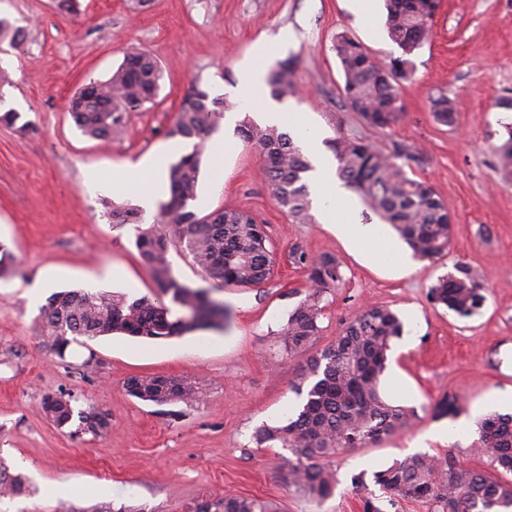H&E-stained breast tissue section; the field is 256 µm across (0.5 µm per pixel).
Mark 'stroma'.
Instances as JSON below:
<instances>
[{"label":"stroma","mask_w":512,"mask_h":512,"mask_svg":"<svg viewBox=\"0 0 512 512\" xmlns=\"http://www.w3.org/2000/svg\"><path fill=\"white\" fill-rule=\"evenodd\" d=\"M77 3L69 13L57 0H0V17L25 34L16 49L0 41V72L10 79L0 86V109L20 114L17 125L0 123V244L14 256L0 278V459L37 488L1 499L0 512H54L60 501L83 510L103 498L137 512H192L198 500L228 492L273 502L281 512H362L363 495L379 488L356 492L354 473L418 452L480 467L469 449L474 431L456 429L488 398H512V179L502 177L496 153L512 125V0H441L414 74L400 85L403 114L388 128L366 125L350 107L332 49L345 33L378 60L398 55L384 30V0H371L369 20L351 0ZM284 29L291 35L286 53L297 59L292 112L305 114L327 141L358 138L387 153L408 147L406 172L431 184L453 217L449 252L399 270L387 253L393 229L361 251L335 225L294 219L273 199L258 152L238 137L223 160L204 153L195 209L203 216L232 206L265 224L276 258L271 277L218 290L186 252L171 248L175 275L214 288L223 300L224 328L166 341L113 334L58 358L39 317L52 293L91 287L132 298L159 294L139 258L135 225L102 216V199L135 198L131 190L113 191V170L188 151L189 143L168 135L185 93L198 84L235 99L256 44ZM134 49L160 64L156 102L128 113L124 134L100 143L76 127L68 103L86 83L106 80ZM441 95L455 102L454 126L433 117L432 101ZM89 166L101 169L102 185L85 184ZM370 252L375 261L367 260ZM302 254H331L342 264L315 349L329 345L359 310L390 307L404 334L393 344L383 394L419 415L377 445L333 457L339 482L321 502L279 480L282 449L251 441L257 427L285 420L300 403L292 385L306 356L286 353L277 332L308 289ZM457 263L485 277L484 305L466 319L428 298L437 277ZM147 375L199 381L206 396L193 406L130 396L127 380ZM61 394L79 409L106 414L107 434L74 438L57 429L41 403ZM447 395L462 404L458 418L434 414Z\"/></svg>","instance_id":"stroma-1"}]
</instances>
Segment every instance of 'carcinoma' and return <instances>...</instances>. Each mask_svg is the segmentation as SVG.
Here are the masks:
<instances>
[{
  "label": "carcinoma",
  "instance_id": "1",
  "mask_svg": "<svg viewBox=\"0 0 512 512\" xmlns=\"http://www.w3.org/2000/svg\"><path fill=\"white\" fill-rule=\"evenodd\" d=\"M440 0H386L385 28L401 55L381 64L363 45L347 35L336 38L334 50L350 107L375 128L395 123L403 106L399 83L413 75L416 52L428 42ZM0 39L13 46L24 42L22 29L0 18ZM296 60L288 57L267 75L271 94L284 100L295 94ZM162 78L157 59L147 51L127 54L105 81L93 82L96 101L112 105L110 112H71L82 132L109 141L125 127L124 112L155 102ZM237 104L195 85L183 98L168 136L192 142L167 170L169 199L153 223L141 227V212L126 204L104 201L103 217L112 224L137 225L136 248L161 297L134 300L125 295L78 288L53 294L40 311L45 341L59 359L78 338L89 340L120 333L158 340L220 328L228 315L224 302L204 288L180 282L173 273L169 251L179 246L194 264L223 287H249L265 282L274 255L264 227L254 217L225 207L202 217L190 208L198 199V178L204 147L224 112ZM433 116L453 126V99L441 95L432 101ZM245 142L263 157L264 175L278 206L301 220L312 221L306 174L310 163L292 137L279 126H260L246 116L240 124ZM498 152V168L512 177V130ZM336 175L368 207L392 226L421 259L448 251L452 241L450 214L433 187L407 175L397 162L407 153L398 146L386 153L361 139L337 138L329 143ZM314 288L289 313L279 330L288 354L309 349L321 332L324 293L343 281L336 257L322 255L306 262ZM484 277L464 263L437 278L430 299L459 317H470L483 306ZM399 316L386 307H370L343 326L327 347L308 356L294 384L301 398L295 414L285 422L263 425L252 435L258 448H283L280 479L306 497L329 498L338 483L330 458L345 450L365 448L410 427L418 418L413 407L386 400L380 391L388 353L403 335ZM135 398L158 405L197 403L204 398L201 384L180 377L139 376L128 381ZM70 396H47L46 417L59 429L74 427L72 436H104L109 421L93 409L75 411ZM441 417L456 416V397L436 404ZM474 454L487 459L496 472L512 475V415L489 413L477 423ZM384 498L365 497L362 512H383L381 502L413 501L427 512H512V479L494 478L482 469H464L453 458L444 460L415 454L372 473ZM29 479L12 473L0 462V496L13 498L29 492ZM193 512H278L269 502L238 494L203 498Z\"/></svg>",
  "mask_w": 512,
  "mask_h": 512
}]
</instances>
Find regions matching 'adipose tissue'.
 Listing matches in <instances>:
<instances>
[{"mask_svg": "<svg viewBox=\"0 0 512 512\" xmlns=\"http://www.w3.org/2000/svg\"><path fill=\"white\" fill-rule=\"evenodd\" d=\"M289 39V32L283 30L262 40L257 47L258 64L245 66L238 77L237 96L259 110L263 121L269 125H284L294 118L293 113L271 98L262 66L263 61L286 48ZM305 145L313 165L311 178L322 218L335 225L337 232L352 245L363 247L376 241L382 233L381 226L364 224L356 219L351 193L337 180L336 161L314 129H307ZM161 168L160 158H151L133 169L113 173L112 185L138 189L141 206L152 208L155 197L164 186Z\"/></svg>", "mask_w": 512, "mask_h": 512, "instance_id": "adipose-tissue-1", "label": "adipose tissue"}]
</instances>
